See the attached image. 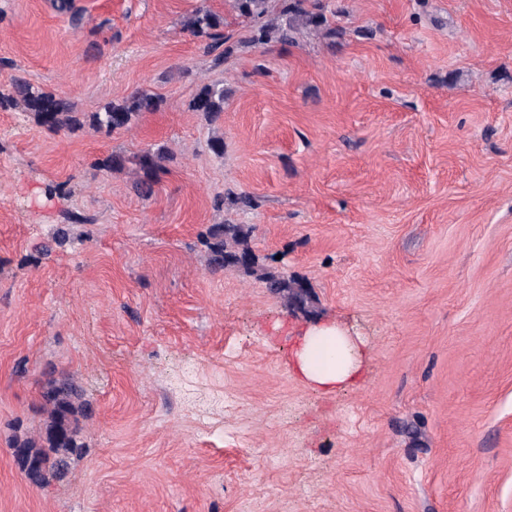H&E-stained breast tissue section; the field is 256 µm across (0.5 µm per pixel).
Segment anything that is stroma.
I'll use <instances>...</instances> for the list:
<instances>
[{"label":"stroma","mask_w":512,"mask_h":512,"mask_svg":"<svg viewBox=\"0 0 512 512\" xmlns=\"http://www.w3.org/2000/svg\"><path fill=\"white\" fill-rule=\"evenodd\" d=\"M336 4V37L215 68L183 22L224 0H0V512H512V0ZM16 74L77 112L160 106L54 132ZM157 148L147 200L94 166ZM224 223L256 270L209 272ZM331 324L359 370L322 391L292 353ZM53 370L90 412L37 486L12 441L40 439ZM13 86L16 96L34 112L37 122L52 131L64 128H77L88 121L89 125L108 132L127 128L147 113L156 111L159 99L147 89H139L120 103L112 102L101 112L81 115L72 111L70 102L51 93L33 91L29 82L22 76H14ZM86 118V120H84ZM88 118V120H87ZM225 97L224 87L205 85L194 95L190 107L194 112H199L210 122H214L224 112ZM249 230L242 224H215L203 235L202 243L208 251V269L211 272L224 270L229 266L237 265L228 261V257L237 255L251 256L250 262L244 267L253 269L255 257L246 243ZM232 241L237 249L228 250L227 242ZM260 279L265 282L266 287L273 293L282 295L289 301L296 302L298 295L295 289L296 283L292 280H288V277L285 278L284 276L276 275L271 272H263L260 274Z\"/></svg>","instance_id":"35a3bbf8"}]
</instances>
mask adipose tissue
<instances>
[{"mask_svg": "<svg viewBox=\"0 0 512 512\" xmlns=\"http://www.w3.org/2000/svg\"><path fill=\"white\" fill-rule=\"evenodd\" d=\"M349 347V339L336 326L313 328L296 354L298 367L315 386L346 385L357 371L347 356Z\"/></svg>", "mask_w": 512, "mask_h": 512, "instance_id": "adipose-tissue-1", "label": "adipose tissue"}]
</instances>
